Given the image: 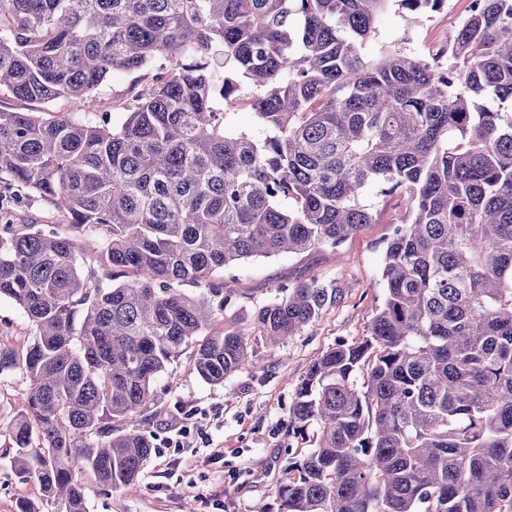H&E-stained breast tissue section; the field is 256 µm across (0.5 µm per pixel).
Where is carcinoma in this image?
I'll return each mask as SVG.
<instances>
[{"mask_svg":"<svg viewBox=\"0 0 512 512\" xmlns=\"http://www.w3.org/2000/svg\"><path fill=\"white\" fill-rule=\"evenodd\" d=\"M389 2L0 0V95L71 106L0 109V180L52 215L0 202V298L34 328L24 350L0 341V375L30 382L0 436L58 512H87L79 472L136 485L154 448L139 417L183 347L212 385L249 364L217 273L339 247L373 223L374 183L407 210L383 303L299 381L288 427L316 426V447L278 512H512V0H471L426 59L370 62ZM116 74L134 76L118 127L84 113ZM218 96L273 135L233 130ZM281 292L253 316L271 348L342 297Z\"/></svg>","mask_w":512,"mask_h":512,"instance_id":"1","label":"carcinoma"}]
</instances>
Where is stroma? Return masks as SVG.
<instances>
[{
  "mask_svg": "<svg viewBox=\"0 0 512 512\" xmlns=\"http://www.w3.org/2000/svg\"><path fill=\"white\" fill-rule=\"evenodd\" d=\"M467 0H448L434 13H410L389 5L378 17L367 52L379 58L387 50L428 55L442 46L466 14ZM362 201L375 213L338 248L322 247L301 254L283 252L254 258L224 270V281L236 293L225 316H249L279 295L284 286L305 280L342 291L327 308L277 353L264 340L251 347L250 363L224 384L211 385L191 368L190 351L171 364L158 381L160 409H148L142 422L155 449L139 482L131 488L102 490L87 473L88 512H267L291 457L313 447L316 432L304 437L288 432V408L308 366L336 341L366 333L384 297L381 280L387 240L405 215V202L368 185ZM34 329L21 309L0 300V341L14 348L28 345ZM189 436L171 447L180 428ZM7 437H0V512H17L25 498L38 501L41 512H56L39 487L23 481L9 465Z\"/></svg>",
  "mask_w": 512,
  "mask_h": 512,
  "instance_id": "1",
  "label": "stroma"
}]
</instances>
